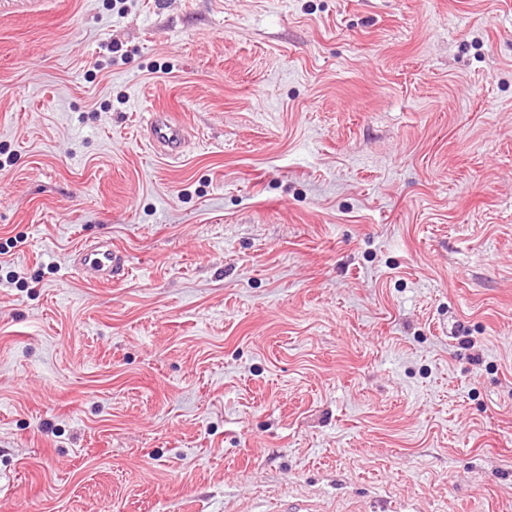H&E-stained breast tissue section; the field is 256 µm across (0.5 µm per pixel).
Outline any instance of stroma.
<instances>
[{"label":"stroma","mask_w":512,"mask_h":512,"mask_svg":"<svg viewBox=\"0 0 512 512\" xmlns=\"http://www.w3.org/2000/svg\"><path fill=\"white\" fill-rule=\"evenodd\" d=\"M127 5L0 0V512H512V0ZM144 122L147 141L154 151L171 159L182 156L187 143L185 130L169 112L148 109ZM77 271L88 283L109 285L120 278L126 269L125 254L112 243H88L75 252Z\"/></svg>","instance_id":"obj_1"}]
</instances>
